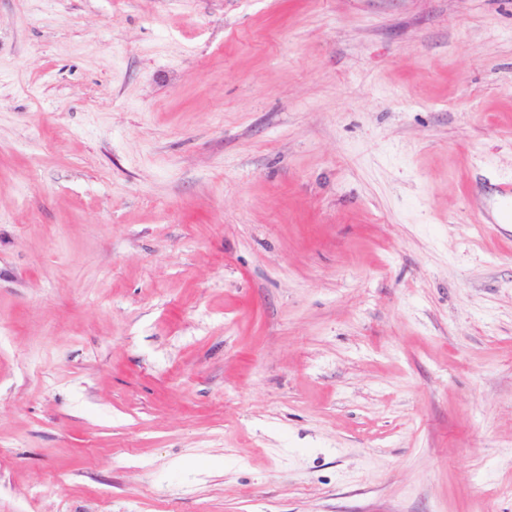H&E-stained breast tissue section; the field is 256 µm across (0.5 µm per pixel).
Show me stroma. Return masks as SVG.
Listing matches in <instances>:
<instances>
[{
  "label": "stroma",
  "instance_id": "obj_1",
  "mask_svg": "<svg viewBox=\"0 0 512 512\" xmlns=\"http://www.w3.org/2000/svg\"><path fill=\"white\" fill-rule=\"evenodd\" d=\"M512 0H0V512H512ZM495 200L498 207L494 217L489 213L484 214V224H511L512 223V180L499 182L495 188Z\"/></svg>",
  "mask_w": 512,
  "mask_h": 512
}]
</instances>
